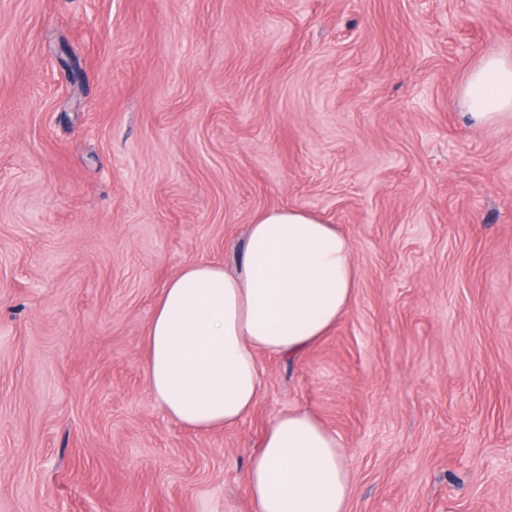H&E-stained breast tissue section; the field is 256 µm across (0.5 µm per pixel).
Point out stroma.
I'll return each instance as SVG.
<instances>
[{"label":"stroma","instance_id":"1","mask_svg":"<svg viewBox=\"0 0 512 512\" xmlns=\"http://www.w3.org/2000/svg\"><path fill=\"white\" fill-rule=\"evenodd\" d=\"M502 51L512 0H0V512H250L295 407L339 437L350 512H512V119L462 103ZM275 208L351 239L352 306L261 356L239 425L187 429L147 326Z\"/></svg>","mask_w":512,"mask_h":512}]
</instances>
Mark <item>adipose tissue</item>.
I'll use <instances>...</instances> for the list:
<instances>
[{"instance_id": "ef3b65f1", "label": "adipose tissue", "mask_w": 512, "mask_h": 512, "mask_svg": "<svg viewBox=\"0 0 512 512\" xmlns=\"http://www.w3.org/2000/svg\"><path fill=\"white\" fill-rule=\"evenodd\" d=\"M469 120L512 112V53L484 57L462 90ZM357 285L350 238L305 209H273L248 227L239 272L187 264L146 331L152 395L197 431L238 425L265 386L259 354L294 359L349 309ZM251 512H348L351 475L335 434L308 410L280 413L246 476Z\"/></svg>"}]
</instances>
